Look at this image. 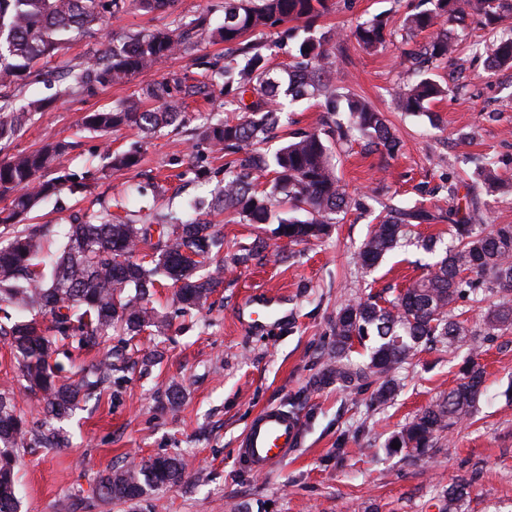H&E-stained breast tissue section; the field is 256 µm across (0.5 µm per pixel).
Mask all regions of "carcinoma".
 <instances>
[{
	"mask_svg": "<svg viewBox=\"0 0 512 512\" xmlns=\"http://www.w3.org/2000/svg\"><path fill=\"white\" fill-rule=\"evenodd\" d=\"M176 0H0V152L8 149L23 125L48 102L23 99L21 90L41 62L55 57L67 35L92 32L131 6L153 13L171 11ZM433 8L406 18L414 31H426L440 23L478 20L492 31L512 19V0H431ZM224 23L211 28L204 18L186 23L173 20L176 28H157L127 37L73 67L60 79L61 98L89 94L122 84L140 72L163 65L173 55L192 48L191 33L203 32L227 46L229 60L215 71L213 81L224 91V111L233 113L193 135L189 160L203 155H224V178L210 202L191 200L186 209L231 211L247 224H275L276 232L299 243L325 233L335 216L347 209L350 198L336 174L332 144L353 136L373 140L376 149L395 156L401 141L383 113L371 103L339 92L335 62L324 47L325 36L311 34L313 23L329 9V0H224ZM288 22L303 28L284 31L293 42L291 64L279 72L251 41L265 29ZM392 35L389 17L376 15L339 38L374 50ZM486 57L488 69L512 66V36L495 37L473 45ZM454 43L443 29L420 54L405 57L431 70L448 62ZM447 89L426 77L406 86L396 105L403 112L429 113L430 104ZM208 98L207 88L186 85L177 77L154 84L143 96H131L116 107L87 113L82 126L105 134L128 126L148 136L165 127L188 122L183 98ZM305 98L318 100L330 122L321 129L304 131L273 152L251 149L264 141L283 118L285 103ZM65 141H49L32 151L5 154L0 160V193L13 194L10 206L0 210V225L11 230L0 246V306L9 308L0 322V336L9 339L18 362L22 386L38 397L47 417L62 418L80 403L102 393L112 374L122 366L107 351L77 377L63 375L56 354L57 337H78L81 347L101 346L103 338L119 327L138 336L154 327H165L163 317L150 306L154 288L163 280L176 288L177 300L187 308L206 304L222 282L223 240L212 225L175 215H153L152 223L137 224L112 214L108 206L70 223L27 224V214L42 200L80 186L77 174L60 166L69 153ZM107 167L132 169L138 153L106 151ZM274 174L270 186L260 179ZM466 205L448 209L454 240L445 244L430 237L418 243L432 262L427 273L393 300L382 305L374 297L361 298L339 308L333 335L334 350L328 375L348 386H362L377 377L381 383L370 399L386 404L397 383L390 378L419 347L437 343L478 355L484 343L512 329V300L503 298L491 306L476 331L454 314L458 301L494 290L512 294V224L483 223L477 197L464 195ZM288 203L282 217L274 205ZM438 219L422 204L388 211L372 225L356 260L361 269L376 267L386 254L406 241V228ZM60 245L51 262L41 266L47 243ZM149 245V257H137L139 245ZM370 341L369 361L354 367L344 359L353 343ZM484 370L475 362L462 373L460 382L406 424L393 438L412 457L425 455L438 438L459 422L471 418L483 395ZM31 436L43 448L61 445L60 433L41 424L28 428L17 408L13 392L0 388V512H19V491L14 449ZM186 463L179 457L157 458L139 466L111 468L99 474L94 494L102 500L133 501L149 488L173 487L185 476ZM471 485L453 483L442 491L445 512H464Z\"/></svg>",
	"mask_w": 512,
	"mask_h": 512,
	"instance_id": "1",
	"label": "carcinoma"
}]
</instances>
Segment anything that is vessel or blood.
I'll return each mask as SVG.
<instances>
[{
    "mask_svg": "<svg viewBox=\"0 0 512 512\" xmlns=\"http://www.w3.org/2000/svg\"><path fill=\"white\" fill-rule=\"evenodd\" d=\"M297 414L279 405L262 409L252 420L239 446V457L249 471L262 475L285 460L299 441Z\"/></svg>",
    "mask_w": 512,
    "mask_h": 512,
    "instance_id": "vessel-or-blood-1",
    "label": "vessel or blood"
}]
</instances>
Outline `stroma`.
Here are the masks:
<instances>
[{
	"instance_id": "obj_1",
	"label": "stroma",
	"mask_w": 512,
	"mask_h": 512,
	"mask_svg": "<svg viewBox=\"0 0 512 512\" xmlns=\"http://www.w3.org/2000/svg\"><path fill=\"white\" fill-rule=\"evenodd\" d=\"M424 0H331L315 25L329 34L336 57V83L349 96H361L383 112L403 147L394 157L358 140L337 144L336 172L351 196L376 189L367 209L339 214L328 235L295 244L277 236L271 224H247L234 214L212 216L224 240V279L202 311L183 312L174 289L156 288L155 306L170 325L164 333L138 336L114 330L103 344L124 363L99 401L61 421L67 439L61 448L25 445L17 472L21 512H443V488L465 479L471 494L465 512H512V402L503 395L512 384V331L489 344L478 358L486 392L471 420L441 436L436 448L418 460L388 443L420 410L457 385L459 365L439 347L409 358L396 372L399 389L385 405L367 393L320 383L334 347L333 324L347 300L374 294L393 299L425 273L427 255L416 245L430 236L447 238V222L412 226L410 244L396 249L379 266L365 271L355 255L375 217L386 206L417 202L447 210L453 176L468 174L488 224H512V68L490 72L474 56V43L487 38L476 23L449 27L460 49L440 70L448 93L431 106L436 121L397 111L394 96L413 78L401 52L418 48L428 33L409 34L400 24L425 9ZM387 13L398 31L376 51L342 41L338 32ZM172 16L132 8L90 35L73 36L40 76L23 90L30 99L53 98L54 74L123 43L127 34L168 26ZM224 43L199 40L194 53L177 55L161 69L94 94L54 100L36 114L13 147L38 148L50 138L72 142L65 158L75 172L91 171L86 188L62 191L29 216L30 223H68L77 210L97 200L128 203L137 220L141 205L156 211H182L191 197H207L215 184L188 170L192 128L224 117V97L188 99L190 125L165 128L143 137L124 127L107 134L85 131L82 117L115 106L168 75L201 80L203 61L223 62ZM327 115L317 100H305L274 131L269 147L293 133L322 127ZM138 150L137 168L101 173L105 148ZM496 163L498 182L486 184L477 172L484 158ZM266 250L247 263L239 255L255 239ZM276 295V314L247 327L237 313L255 294ZM10 383L29 419L42 420L37 400L19 382L18 365L0 339V384ZM178 390V405L167 395ZM278 404L301 419L297 448L270 473L254 475L240 463L238 448L253 417ZM179 456L183 481L155 489L134 501L96 498V477L128 461Z\"/></svg>"
}]
</instances>
